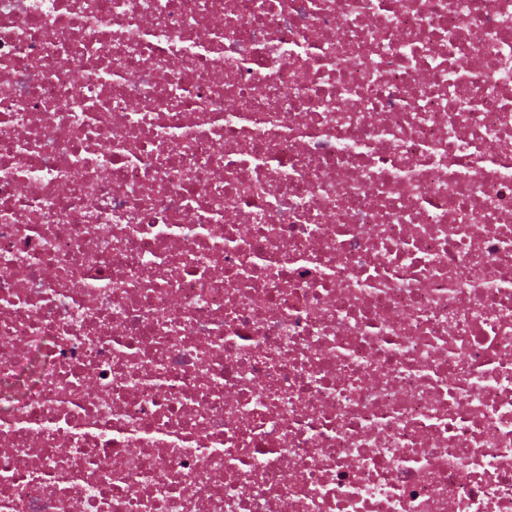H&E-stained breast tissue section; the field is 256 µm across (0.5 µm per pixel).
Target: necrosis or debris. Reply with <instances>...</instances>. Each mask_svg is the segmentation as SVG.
<instances>
[{"instance_id":"4bbe7bcc","label":"necrosis or debris","mask_w":512,"mask_h":512,"mask_svg":"<svg viewBox=\"0 0 512 512\" xmlns=\"http://www.w3.org/2000/svg\"><path fill=\"white\" fill-rule=\"evenodd\" d=\"M0 512H512V0H0Z\"/></svg>"}]
</instances>
